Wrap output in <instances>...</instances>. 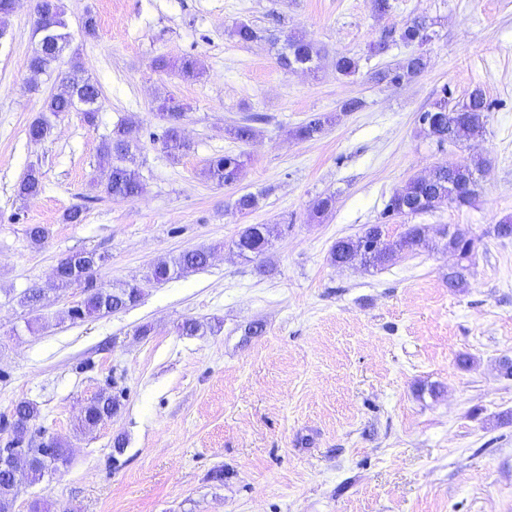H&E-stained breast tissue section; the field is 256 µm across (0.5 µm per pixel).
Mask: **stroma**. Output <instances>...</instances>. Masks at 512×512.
I'll return each instance as SVG.
<instances>
[{"mask_svg": "<svg viewBox=\"0 0 512 512\" xmlns=\"http://www.w3.org/2000/svg\"><path fill=\"white\" fill-rule=\"evenodd\" d=\"M35 3L20 0L0 23V418L34 403V441L66 439L69 460L37 483L20 476L16 512L37 498L56 512H512V379L501 373L512 359V237L493 232L512 217V0H392L383 16L371 0H64V55L83 63L101 106L92 126L78 111L52 117L38 142L28 128L59 78L25 66ZM88 13L92 37L79 31ZM419 14L434 22L431 41L371 54ZM241 21L261 40L239 43ZM289 32L322 49L317 70L278 65L270 40ZM418 50L419 76L376 80ZM340 53L359 58L355 75L337 73ZM185 55L202 60L200 78L151 66ZM477 87L494 108L476 146L420 133L419 114L440 96L455 104ZM163 96L185 109L190 147L175 159L162 148ZM353 98L361 108L346 111ZM254 113L264 120L253 140H234L229 127ZM316 114L334 121L296 139ZM123 120L145 191L104 198L99 150ZM475 152L486 167L471 206L382 221L409 179ZM239 153L248 161L236 182L205 177L211 158ZM32 168L43 190L20 198ZM244 193L258 206L241 215ZM329 195L331 210L311 219L314 198ZM76 206L81 222H66ZM379 222L392 242L425 225L429 244L382 268L330 262L337 239ZM249 224L275 227L267 273L230 248ZM34 225L46 230L37 244ZM448 225L476 240L460 290L448 286L458 262ZM194 249L210 251L208 266L144 284L118 313L71 320L81 290L51 288L77 251L103 256L95 277L109 287ZM32 288L44 299L21 305ZM188 319L196 335L177 331ZM102 391L120 411L77 434Z\"/></svg>", "mask_w": 512, "mask_h": 512, "instance_id": "obj_1", "label": "stroma"}]
</instances>
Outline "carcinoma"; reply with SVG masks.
Segmentation results:
<instances>
[{"mask_svg":"<svg viewBox=\"0 0 512 512\" xmlns=\"http://www.w3.org/2000/svg\"><path fill=\"white\" fill-rule=\"evenodd\" d=\"M44 15L55 26L57 36L64 43H69L71 33L67 32L64 19L65 6L63 0H49ZM231 34L241 43H250L257 38L253 25L241 22L232 29ZM429 24L427 16L418 15L404 23L398 31V39L409 44H423L428 41ZM285 51L278 54L279 64L289 70L313 67L315 60L321 57V50L306 37L288 33L285 35ZM62 56L49 47L34 50L27 58L26 67L30 70L46 73L59 67ZM157 71H174L179 77L188 81L195 80L203 73L202 61L194 56H183L176 60L159 57L153 61ZM426 67V59L421 54H412L395 68H387L377 72L379 79L398 84L405 79L413 78ZM336 71L342 76H352L359 71V58L348 54H338L335 60ZM83 66L78 58L70 59V66L64 73L61 91L49 97L46 111L53 115L60 112L80 111L85 123L95 124L100 98L99 87L82 76ZM491 111L485 92L474 88L466 101L451 104L448 96L440 97L428 112L439 116L438 124H420L421 131L437 144L444 143H476L483 134L486 113ZM160 118L167 121L168 126L163 137V149L172 158L178 157L187 148L180 120L183 112L176 108H167L159 113ZM326 116H316L295 130V136L309 139L321 133L328 123ZM132 128L126 122L117 124L112 134L104 140L100 148V158L110 166V176L103 186L102 192L109 197L133 199L144 191V183L139 172L131 166ZM51 133V124L45 117L32 122L28 128V136L34 140H43ZM248 161V157L238 155H221L213 158L205 170V176L219 184L235 182ZM482 160L474 157L469 162L452 168L440 166L426 180L410 179L399 193L393 195L385 205L383 216H397L407 210L426 213L443 205H454L458 208L471 204L477 194L478 180L476 173L480 171ZM43 190L40 173L30 169L19 185V195L34 197ZM273 229L268 224H248L232 240V246L238 255L250 262L257 261L265 267L266 254L272 246ZM427 232L422 224L410 225L396 244L385 239V225L369 224L356 238H344L336 241L330 252V261L334 265L365 267H383L393 259L395 250L414 253L426 245ZM460 258L467 259L474 250V240L463 231L450 242ZM210 252L205 250L187 251L171 261L161 260L150 267L144 281L162 284L173 278L204 268L209 261ZM102 256L91 252H75L65 257L55 287L61 290L79 287L84 298L81 305L68 312L73 320H82L99 314L114 313L134 305L142 295L138 283H127L112 288H104L94 279L93 269ZM121 407L120 400L112 394L102 391L92 398L85 407L76 431L86 434L92 431L104 418H110ZM38 416V409L29 402H21L14 408L11 422L13 438L11 442L24 449L31 460V477L42 478L50 469L68 461V443L60 438L51 437L48 442L34 444L27 439L31 421ZM18 497V486L5 471H0V512H15Z\"/></svg>","mask_w":512,"mask_h":512,"instance_id":"obj_1","label":"carcinoma"}]
</instances>
